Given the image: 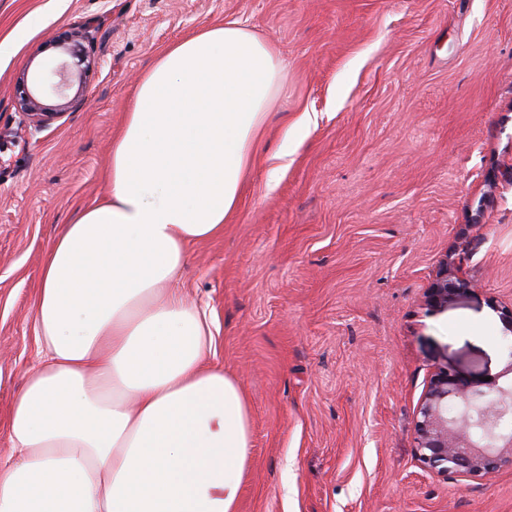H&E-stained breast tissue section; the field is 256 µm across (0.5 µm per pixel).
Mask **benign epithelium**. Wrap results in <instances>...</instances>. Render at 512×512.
<instances>
[{
	"label": "benign epithelium",
	"instance_id": "7a95c632",
	"mask_svg": "<svg viewBox=\"0 0 512 512\" xmlns=\"http://www.w3.org/2000/svg\"><path fill=\"white\" fill-rule=\"evenodd\" d=\"M93 35L89 27L78 26L64 39H53L55 46L75 59H61L46 72L27 84L19 99V125L43 129L62 117L78 101L80 93L69 96L74 85H83L98 66L89 44ZM49 92L61 102L48 106L42 95ZM460 288L448 282V269L439 273L428 291L433 304L448 302V296ZM503 383L493 382L486 390L474 389L454 369L446 366L431 378L417 409L415 421L416 454L428 468L446 475L483 476L499 468L512 466V432L494 430L507 406L512 404V363L504 372Z\"/></svg>",
	"mask_w": 512,
	"mask_h": 512
}]
</instances>
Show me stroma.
<instances>
[{
    "label": "stroma",
    "instance_id": "stroma-1",
    "mask_svg": "<svg viewBox=\"0 0 512 512\" xmlns=\"http://www.w3.org/2000/svg\"><path fill=\"white\" fill-rule=\"evenodd\" d=\"M232 20L276 46L283 88L237 210L177 286L248 399L237 512H512L511 467L440 475L414 440L439 368L482 389L512 363V0H0V454L40 358L45 251L105 198L154 58ZM85 22L100 67L61 119L21 130L22 76ZM443 269L464 289L434 306Z\"/></svg>",
    "mask_w": 512,
    "mask_h": 512
}]
</instances>
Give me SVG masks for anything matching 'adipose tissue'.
<instances>
[{"mask_svg":"<svg viewBox=\"0 0 512 512\" xmlns=\"http://www.w3.org/2000/svg\"><path fill=\"white\" fill-rule=\"evenodd\" d=\"M284 72L271 42L224 21L144 73L107 197L45 256L41 359L6 426L0 512H236L248 405L175 282L236 210Z\"/></svg>","mask_w":512,"mask_h":512,"instance_id":"ef3b65f1","label":"adipose tissue"}]
</instances>
